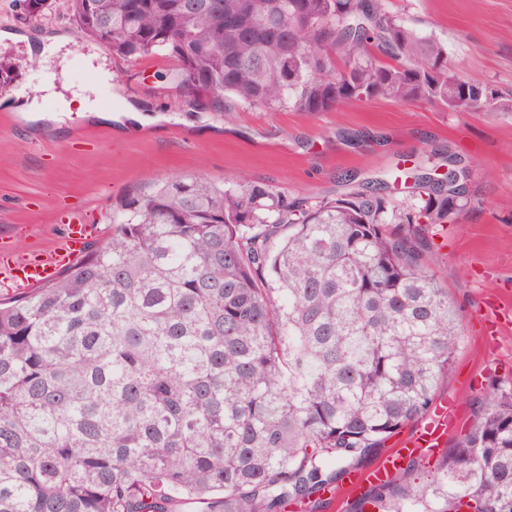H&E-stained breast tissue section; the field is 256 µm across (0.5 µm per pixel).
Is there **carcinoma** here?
I'll list each match as a JSON object with an SVG mask.
<instances>
[{
	"mask_svg": "<svg viewBox=\"0 0 512 512\" xmlns=\"http://www.w3.org/2000/svg\"><path fill=\"white\" fill-rule=\"evenodd\" d=\"M122 58L170 56L187 94L298 112L461 103L445 46L386 0H68ZM288 199L241 177L124 197L112 236L0 300V512H284L432 409L463 336L426 238L471 204L448 175ZM431 475L415 460L351 512H512V388Z\"/></svg>",
	"mask_w": 512,
	"mask_h": 512,
	"instance_id": "1",
	"label": "carcinoma"
}]
</instances>
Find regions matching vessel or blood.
Here are the masks:
<instances>
[{
  "label": "vessel or blood",
  "mask_w": 512,
  "mask_h": 512,
  "mask_svg": "<svg viewBox=\"0 0 512 512\" xmlns=\"http://www.w3.org/2000/svg\"><path fill=\"white\" fill-rule=\"evenodd\" d=\"M95 228L90 224H72L66 237L54 247L28 252L8 249L0 252V277L13 279L29 287H39L52 280L79 253L83 242L91 237ZM502 305L498 298L486 303L484 313L486 351H493L498 343V312ZM457 406L453 400L438 401L432 411L422 418L413 431L403 438L398 447L385 454L369 469L350 472L341 489L327 491L328 499H336L341 492L355 493L363 485L376 484L397 473L409 457H427L438 452L449 433L457 427Z\"/></svg>",
  "instance_id": "1"
}]
</instances>
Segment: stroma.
Listing matches in <instances>:
<instances>
[{
    "mask_svg": "<svg viewBox=\"0 0 512 512\" xmlns=\"http://www.w3.org/2000/svg\"><path fill=\"white\" fill-rule=\"evenodd\" d=\"M38 22L21 21L17 0H0V98L23 94L44 111L60 103L43 84L55 72L67 94L100 110L130 105L147 124L107 125L85 112L63 124L35 123L0 107V246L36 250L65 235L63 216L83 213L97 239L112 233V207L145 181L204 177L220 184L245 175L291 199L343 193L341 173L393 181L421 170L444 176L449 158L469 173L472 204L445 234L430 237V266L455 300L463 338L439 398L454 399L462 427L477 399L512 387V319L503 320L495 356L483 350L481 317L491 296L512 299V112H454L422 102L355 100L330 112L239 105L231 113L179 94L170 57L107 58L72 23L66 0ZM405 24L441 41L449 65L512 100V0H387ZM66 39L64 62L33 63L28 40Z\"/></svg>",
    "mask_w": 512,
    "mask_h": 512,
    "instance_id": "obj_1",
    "label": "stroma"
}]
</instances>
